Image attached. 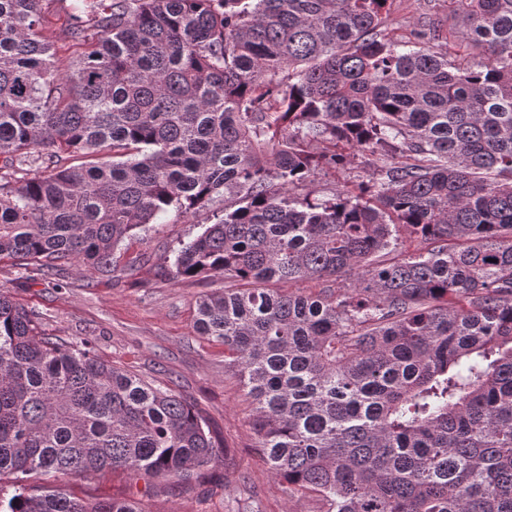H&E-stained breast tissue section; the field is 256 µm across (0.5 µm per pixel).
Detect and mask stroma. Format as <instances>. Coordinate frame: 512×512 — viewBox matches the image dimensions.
Returning <instances> with one entry per match:
<instances>
[{
	"instance_id": "stroma-1",
	"label": "stroma",
	"mask_w": 512,
	"mask_h": 512,
	"mask_svg": "<svg viewBox=\"0 0 512 512\" xmlns=\"http://www.w3.org/2000/svg\"><path fill=\"white\" fill-rule=\"evenodd\" d=\"M387 19L407 34L427 17L444 30H458L455 0H389ZM207 214L162 216L147 237L125 240L121 262L140 258L137 270L112 276L82 274L65 266L62 288L37 279L19 287L20 269L0 261V285L14 300L43 315L42 328L64 339L86 337L97 354L144 380L176 384L202 409L212 430L230 451L228 465L216 467L201 485L183 490L129 477L122 472L86 480L74 478L64 489L77 496L135 498L149 512H321L313 496L292 497L270 477L254 448L251 403L235 374L224 367V347L194 330L200 297L223 287V279L175 282L163 274L182 243L208 225Z\"/></svg>"
}]
</instances>
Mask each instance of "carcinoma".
Returning <instances> with one entry per match:
<instances>
[{
  "label": "carcinoma",
  "instance_id": "obj_1",
  "mask_svg": "<svg viewBox=\"0 0 512 512\" xmlns=\"http://www.w3.org/2000/svg\"><path fill=\"white\" fill-rule=\"evenodd\" d=\"M44 2L0 0V258L110 275L133 231L210 212L165 275L227 281L195 330L271 477L323 512H512V0H457L464 42L394 36L388 0H79L70 63ZM359 155L377 176L309 190ZM227 460L179 389L0 289V512H149L60 484Z\"/></svg>",
  "mask_w": 512,
  "mask_h": 512
}]
</instances>
